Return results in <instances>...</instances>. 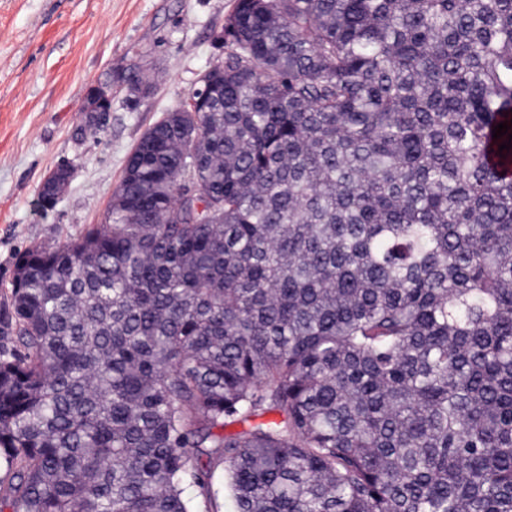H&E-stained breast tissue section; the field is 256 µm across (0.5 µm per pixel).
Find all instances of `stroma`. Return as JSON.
<instances>
[{
    "label": "stroma",
    "mask_w": 512,
    "mask_h": 512,
    "mask_svg": "<svg viewBox=\"0 0 512 512\" xmlns=\"http://www.w3.org/2000/svg\"><path fill=\"white\" fill-rule=\"evenodd\" d=\"M233 0H0V294L14 257L103 223L141 135L185 102L225 47ZM112 82L101 141L87 132L91 86ZM150 86L137 105L130 81ZM74 169L55 207L39 202L58 164Z\"/></svg>",
    "instance_id": "1"
}]
</instances>
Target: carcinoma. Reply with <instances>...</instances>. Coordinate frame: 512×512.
<instances>
[{
  "label": "carcinoma",
  "instance_id": "obj_1",
  "mask_svg": "<svg viewBox=\"0 0 512 512\" xmlns=\"http://www.w3.org/2000/svg\"><path fill=\"white\" fill-rule=\"evenodd\" d=\"M222 39L104 223L15 258L0 512H217L216 462L234 512H512V0Z\"/></svg>",
  "mask_w": 512,
  "mask_h": 512
}]
</instances>
